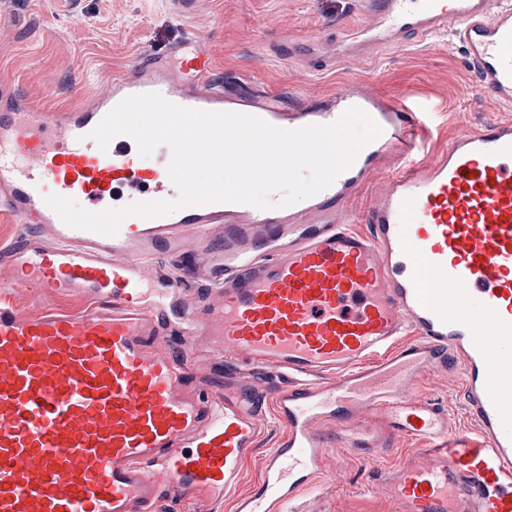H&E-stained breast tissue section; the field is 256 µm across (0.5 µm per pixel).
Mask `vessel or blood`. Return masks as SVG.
Instances as JSON below:
<instances>
[{
  "mask_svg": "<svg viewBox=\"0 0 512 512\" xmlns=\"http://www.w3.org/2000/svg\"><path fill=\"white\" fill-rule=\"evenodd\" d=\"M377 27L309 41L319 65L454 29L481 87L512 107V0H362ZM185 37L114 75L75 107L0 89V209L35 231L0 251V512H156L165 489L232 500L234 512H299L328 448L425 446L380 482L396 512H512V123L454 136L410 162L413 108L356 84L314 103L213 86ZM250 114L297 129L351 107L381 127L352 165L296 206L190 205L127 216L106 236L44 201L91 212L176 200L166 161L90 132L125 97ZM403 164L353 228L345 203L379 159ZM36 296L60 303L29 313ZM79 297L83 306H62ZM431 371L458 376L473 420L415 398ZM270 413H263V406ZM286 431L254 490L245 463L270 420Z\"/></svg>",
  "mask_w": 512,
  "mask_h": 512,
  "instance_id": "b4317fda",
  "label": "vessel or blood"
}]
</instances>
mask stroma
Segmentation results:
<instances>
[{"label": "stroma", "instance_id": "obj_1", "mask_svg": "<svg viewBox=\"0 0 512 512\" xmlns=\"http://www.w3.org/2000/svg\"><path fill=\"white\" fill-rule=\"evenodd\" d=\"M373 23L359 0H197L182 20L171 15L167 0H0V87L49 109L72 105L89 89L106 87L114 74L131 72L146 52L186 36L207 46L214 78L227 86L318 101L353 82L373 96L425 102L426 163L447 150L457 133L512 121V108L479 87L461 45L447 32L386 49L368 47L319 71L296 52L309 39L335 38ZM396 171L388 160L372 168L349 200V213L363 215ZM415 395L447 405L458 423L467 424L457 378L425 374ZM417 448L398 437L387 448L329 449L323 483L299 500L300 512H396L376 478Z\"/></svg>", "mask_w": 512, "mask_h": 512}]
</instances>
